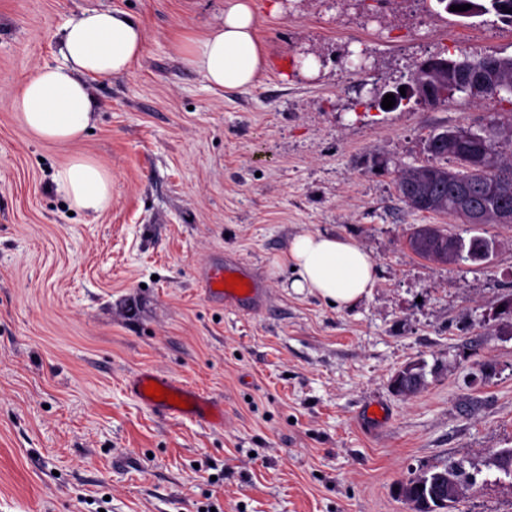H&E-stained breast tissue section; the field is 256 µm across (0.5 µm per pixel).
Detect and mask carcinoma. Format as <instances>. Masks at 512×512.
Listing matches in <instances>:
<instances>
[{
    "mask_svg": "<svg viewBox=\"0 0 512 512\" xmlns=\"http://www.w3.org/2000/svg\"><path fill=\"white\" fill-rule=\"evenodd\" d=\"M494 14L502 22L512 24V0H482L479 9L459 11L455 16L475 18ZM438 70L430 79L458 82L476 78L481 83L474 98L512 94V57L486 55L480 58L433 56ZM429 135L427 150L434 158H452L455 167L428 164L405 171L399 178L397 190L406 206L421 213L449 215L473 227L485 224H512V162L502 160L503 146L493 129H484L482 140H461L448 147L444 134ZM454 250L448 251V232L438 224L413 228L408 239L410 248L418 255L442 263H461L474 260L480 246L490 249L493 241L483 236L466 240L453 238ZM424 382L421 372H403L398 388L411 392ZM444 475L456 482V490L443 498L432 495L433 485ZM466 477L462 470L450 465L429 475L408 479L401 486L413 512H446L457 508Z\"/></svg>",
    "mask_w": 512,
    "mask_h": 512,
    "instance_id": "1",
    "label": "carcinoma"
}]
</instances>
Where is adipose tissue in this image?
Masks as SVG:
<instances>
[{
	"instance_id": "adipose-tissue-1",
	"label": "adipose tissue",
	"mask_w": 512,
	"mask_h": 512,
	"mask_svg": "<svg viewBox=\"0 0 512 512\" xmlns=\"http://www.w3.org/2000/svg\"><path fill=\"white\" fill-rule=\"evenodd\" d=\"M62 61L37 70L22 85L19 114L37 138L79 140L94 127L99 103L92 81L129 70L141 56L146 35L126 13L85 9L58 33ZM187 60L214 88L254 84L268 65L256 34L251 0H225L222 21L207 27L186 48ZM55 184L73 207L103 214L112 201V175L101 162L78 157L58 170ZM294 291L308 292L341 311L368 298L376 285L375 264L348 238L318 230L295 235L284 258Z\"/></svg>"
}]
</instances>
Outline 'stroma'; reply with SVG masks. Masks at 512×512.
<instances>
[{"instance_id":"obj_1","label":"stroma","mask_w":512,"mask_h":512,"mask_svg":"<svg viewBox=\"0 0 512 512\" xmlns=\"http://www.w3.org/2000/svg\"><path fill=\"white\" fill-rule=\"evenodd\" d=\"M271 1L252 0L266 71L214 90L181 46L224 0H0V512H411L401 484L451 464L473 480L458 512H512L491 463L512 448V224L415 212L396 186L432 163L430 133L508 126L512 103L376 104L433 55L512 56V27L437 0ZM89 8L127 13L144 53L95 83L92 133L37 139L21 86ZM75 157L112 172L99 218L55 189ZM439 223L493 252L418 257L412 228ZM307 230L370 255L369 298L338 312L291 288L272 262ZM212 261L256 275L264 311L209 302ZM408 366L424 383L402 394ZM143 367L212 396L223 425L137 402ZM371 402L387 419L359 421Z\"/></svg>"}]
</instances>
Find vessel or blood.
I'll list each match as a JSON object with an SVG mask.
<instances>
[{
	"mask_svg": "<svg viewBox=\"0 0 512 512\" xmlns=\"http://www.w3.org/2000/svg\"><path fill=\"white\" fill-rule=\"evenodd\" d=\"M239 270V265L234 263H227L221 266H207L200 271V284L213 303L235 306L245 300L250 303L252 311H260L263 307L265 290L256 278H249V292L242 296L221 289L220 284L224 277L238 273ZM151 383L160 384L171 391V393L184 398L186 402L185 407L174 406L165 401L157 402L153 398L148 397L146 388ZM126 387L129 393L146 407L171 418L176 419L185 416L211 426H220L224 423V409L214 403L212 398L186 385L175 382L168 375L156 369L142 368L137 370L129 376Z\"/></svg>",
	"mask_w": 512,
	"mask_h": 512,
	"instance_id": "vessel-or-blood-1",
	"label": "vessel or blood"
}]
</instances>
